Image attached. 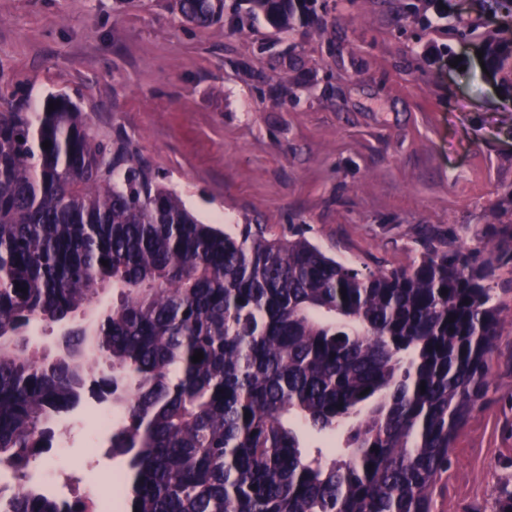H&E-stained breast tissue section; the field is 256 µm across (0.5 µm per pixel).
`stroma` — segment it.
<instances>
[{
    "label": "stroma",
    "instance_id": "35a3bbf8",
    "mask_svg": "<svg viewBox=\"0 0 512 512\" xmlns=\"http://www.w3.org/2000/svg\"><path fill=\"white\" fill-rule=\"evenodd\" d=\"M319 0L313 24L259 20L195 27L174 0H0V97L33 108L66 93L100 138L123 139L200 221L231 233L291 227L327 255L406 267L433 230L492 248L479 217L512 190V114L477 53L503 22L482 0ZM481 27L457 39L454 25ZM461 68H454V60ZM491 385L457 433L432 512H489L512 480V325L489 357ZM84 390L54 423L65 456L105 478L121 458L91 456Z\"/></svg>",
    "mask_w": 512,
    "mask_h": 512
}]
</instances>
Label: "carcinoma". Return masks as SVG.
Here are the masks:
<instances>
[{
	"label": "carcinoma",
	"mask_w": 512,
	"mask_h": 512,
	"mask_svg": "<svg viewBox=\"0 0 512 512\" xmlns=\"http://www.w3.org/2000/svg\"><path fill=\"white\" fill-rule=\"evenodd\" d=\"M246 2L283 32L309 23L318 0ZM175 9L199 27L224 19V0ZM483 47L512 89V22ZM482 219L511 241L512 189ZM479 253L431 237L410 266L372 270L298 231L268 238L247 224L232 236L192 215L127 144L99 138L68 95L34 109L5 101L0 463L25 467L49 447L51 423L102 359L125 418L112 432L125 512H431L503 327L492 282L512 247ZM107 288L116 301L96 316L85 360L76 317ZM64 321L66 354L29 347L33 325ZM305 432L336 447L311 453ZM3 512L65 510L20 491Z\"/></svg>",
	"instance_id": "carcinoma-1"
}]
</instances>
